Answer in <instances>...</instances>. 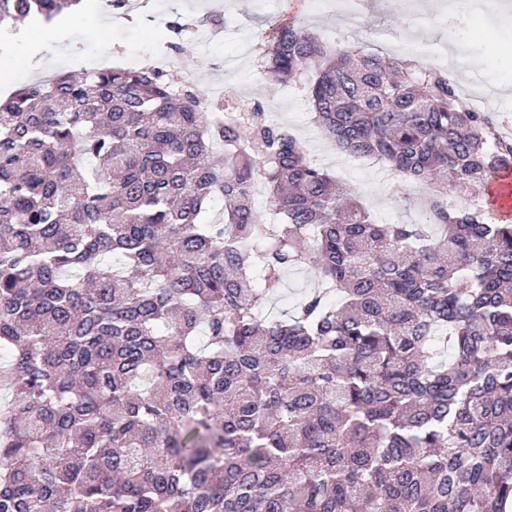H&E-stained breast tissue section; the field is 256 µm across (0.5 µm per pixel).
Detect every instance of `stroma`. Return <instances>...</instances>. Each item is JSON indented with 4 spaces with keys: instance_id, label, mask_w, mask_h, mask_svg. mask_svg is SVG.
<instances>
[{
    "instance_id": "35a3bbf8",
    "label": "stroma",
    "mask_w": 512,
    "mask_h": 512,
    "mask_svg": "<svg viewBox=\"0 0 512 512\" xmlns=\"http://www.w3.org/2000/svg\"><path fill=\"white\" fill-rule=\"evenodd\" d=\"M138 0L130 15L107 7L106 0H84L81 18L56 19L49 40L30 41L26 32L0 38V71L14 72L12 87L0 84V96L12 90L73 72L72 61L95 54L106 65L138 69L172 56L181 74L190 75L205 106L220 112L227 99L262 103L273 124L288 127L306 146L319 167L356 188L375 221H419L417 201L407 185L379 161L337 153L311 123L304 86L277 85L263 79L256 57L258 35L285 12L284 0ZM426 0H361L354 28H345L334 0H302L307 27L331 39L341 38L368 51L407 55L414 36H421L441 68L455 70L464 108L483 110L503 121L512 137V93L498 94L489 81L512 82V13L489 10L484 0L472 3L460 23L462 57L448 53V33L441 23L419 25ZM188 21L182 34L172 22Z\"/></svg>"
}]
</instances>
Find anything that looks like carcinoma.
I'll return each mask as SVG.
<instances>
[{
    "label": "carcinoma",
    "instance_id": "cac0c4a2",
    "mask_svg": "<svg viewBox=\"0 0 512 512\" xmlns=\"http://www.w3.org/2000/svg\"><path fill=\"white\" fill-rule=\"evenodd\" d=\"M81 0H0V35ZM347 155L425 190L374 223L257 102L157 70L59 75L0 104V512H505L512 221L477 195L512 140L448 70L259 36ZM264 186L268 213L254 204ZM294 312L262 315L285 273ZM310 281L306 274L290 272L285 275L283 294L284 299L273 301L266 312L271 318H282L291 310L292 305L300 298L305 288H308Z\"/></svg>",
    "mask_w": 512,
    "mask_h": 512
}]
</instances>
